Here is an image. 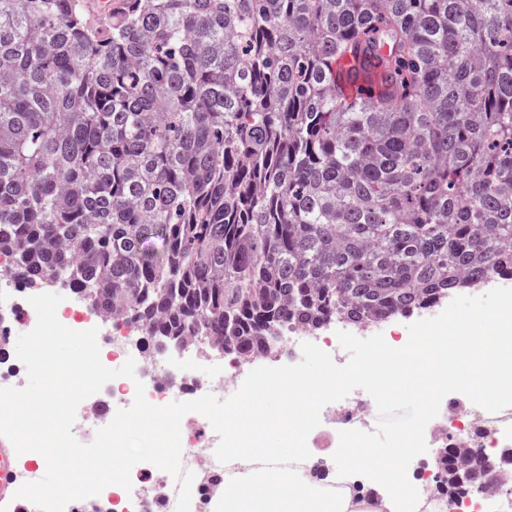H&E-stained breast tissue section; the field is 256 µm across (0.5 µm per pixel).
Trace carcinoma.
Listing matches in <instances>:
<instances>
[{
	"label": "carcinoma",
	"mask_w": 512,
	"mask_h": 512,
	"mask_svg": "<svg viewBox=\"0 0 512 512\" xmlns=\"http://www.w3.org/2000/svg\"><path fill=\"white\" fill-rule=\"evenodd\" d=\"M5 247L226 353L512 275V0H0Z\"/></svg>",
	"instance_id": "carcinoma-1"
}]
</instances>
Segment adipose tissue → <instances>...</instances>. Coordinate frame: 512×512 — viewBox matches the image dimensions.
I'll list each match as a JSON object with an SVG mask.
<instances>
[{"mask_svg": "<svg viewBox=\"0 0 512 512\" xmlns=\"http://www.w3.org/2000/svg\"><path fill=\"white\" fill-rule=\"evenodd\" d=\"M269 438L283 440V447H266ZM290 439L282 425L245 437L235 467L224 474V512H405L407 500L393 490L362 499L343 485L310 480ZM269 482L275 494L259 493V486Z\"/></svg>", "mask_w": 512, "mask_h": 512, "instance_id": "adipose-tissue-1", "label": "adipose tissue"}]
</instances>
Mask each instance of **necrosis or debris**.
I'll list each match as a JSON object with an SVG mask.
<instances>
[{"instance_id":"necrosis-or-debris-1","label":"necrosis or debris","mask_w":512,"mask_h":512,"mask_svg":"<svg viewBox=\"0 0 512 512\" xmlns=\"http://www.w3.org/2000/svg\"><path fill=\"white\" fill-rule=\"evenodd\" d=\"M59 293L63 297L57 310L60 322L78 331L97 328L100 357L105 366L115 369L127 359L136 361L134 378L113 379L79 405L77 426L90 436L107 425L118 409L130 407L139 388L155 406L191 401L207 393L219 396L237 391L247 374L257 367L300 362L301 345L305 342L315 343L336 364H344L345 356L336 339L340 330L359 337L380 333L392 346L407 343L409 337L394 318L380 323H354L339 316L315 331L301 327L286 329L271 338L270 350L251 355L224 356L211 350L199 337L161 354L153 347L144 327L129 316L106 315L86 302L80 292L68 287L60 288ZM18 321L24 330H32L36 313L25 286L5 274L0 276V337L9 338ZM368 406V399L358 394L322 409L319 426L307 438V445L313 450L304 462L309 475L323 470L324 460L319 451L337 447L340 431H372ZM425 440L429 459L412 470L420 503L431 512H486L493 503L482 491L474 488L463 494H451L444 489L439 451L469 448L495 457L512 449V407L492 413L462 394H449L443 399L438 416L427 425ZM218 444L219 437L205 416L197 412L185 415L181 466L194 474L190 512H214V502L224 496V465L215 455ZM134 471L138 479L131 490L111 485L99 495L68 503L65 512H176L179 484L170 473L148 462L138 463ZM499 487L503 495L493 505L498 512H512V476L500 475Z\"/></svg>"}]
</instances>
